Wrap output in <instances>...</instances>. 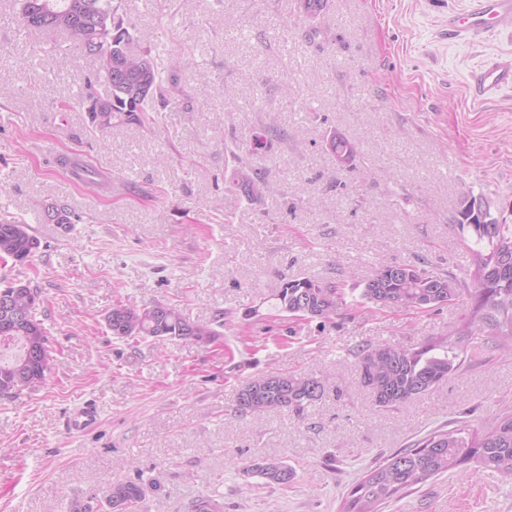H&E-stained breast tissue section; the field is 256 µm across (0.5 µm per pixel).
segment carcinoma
I'll return each mask as SVG.
<instances>
[{
    "mask_svg": "<svg viewBox=\"0 0 512 512\" xmlns=\"http://www.w3.org/2000/svg\"><path fill=\"white\" fill-rule=\"evenodd\" d=\"M23 25L34 31H59L69 42L93 59L112 61L110 73L96 68L95 79L106 82L110 95L92 94L61 102L70 108L102 105L89 112L101 131L112 128V120L138 123L151 121V112H162L169 104L170 90L159 77L152 52L138 45L130 31L115 22L113 0H19ZM483 197L461 201L456 223L475 234L477 257L471 292L470 318L451 328L448 335L431 338L417 349L390 344L366 343L355 352L357 386L368 390L374 405L391 410L433 391L454 375L470 348L493 331L496 344L512 350V224L501 221L489 209H475ZM38 240L23 222L0 223V259L24 263L34 257ZM340 287L333 282L309 279L285 280L275 295L279 310L293 316L308 309V318L330 320L336 314ZM8 301L0 304V346L13 344L19 353L0 359V395L19 396L42 382L51 368L48 339L36 310L39 296L18 282L0 287ZM360 297L381 306L406 304L428 309L453 303L459 288L450 277L431 275L411 265L382 263L364 283ZM112 335L121 338L160 337L186 340L190 336L214 335L187 321L174 307L153 303L139 307L117 302L106 316ZM328 390L323 378L272 372L248 380L237 395L240 416L259 417L277 409L301 413L321 401ZM473 462L483 470L512 479V414L494 418L474 434L468 426L436 430L406 448L398 449L370 468L351 487L343 512H380L388 504L431 478L459 465ZM244 473L268 486L286 487L295 472L284 462L258 457ZM144 485L135 481L112 484L107 503L112 512H132L145 500Z\"/></svg>",
    "mask_w": 512,
    "mask_h": 512,
    "instance_id": "1",
    "label": "carcinoma"
}]
</instances>
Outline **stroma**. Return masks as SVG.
Instances as JSON below:
<instances>
[{"label": "stroma", "instance_id": "stroma-1", "mask_svg": "<svg viewBox=\"0 0 512 512\" xmlns=\"http://www.w3.org/2000/svg\"><path fill=\"white\" fill-rule=\"evenodd\" d=\"M158 58L180 54V111L154 124L92 125L61 99L110 89L93 58L55 33L18 40L15 0H0V222L28 224L30 262L0 282L37 290L52 356L44 382L0 396V512H107L110 484L157 483L141 512H342L383 457L438 429L512 414V351L482 346L435 390L377 410L358 386L365 342L409 349L471 308L473 237L454 217L467 195L512 224V91L470 106L471 74L512 52V27L449 39L469 0H114ZM354 147L349 160L332 137ZM92 169L87 193L64 160ZM277 187L253 202L240 184ZM66 205L73 223L47 220ZM454 278L462 295L428 311L379 307L359 292L380 262ZM339 281L332 321L277 311L284 279ZM161 302L206 342L112 336L118 299ZM272 371L329 377L303 414L235 411L241 385ZM95 403L84 433L63 422ZM259 456L293 467L288 488L244 477ZM382 512H512V483L462 467Z\"/></svg>", "mask_w": 512, "mask_h": 512}]
</instances>
